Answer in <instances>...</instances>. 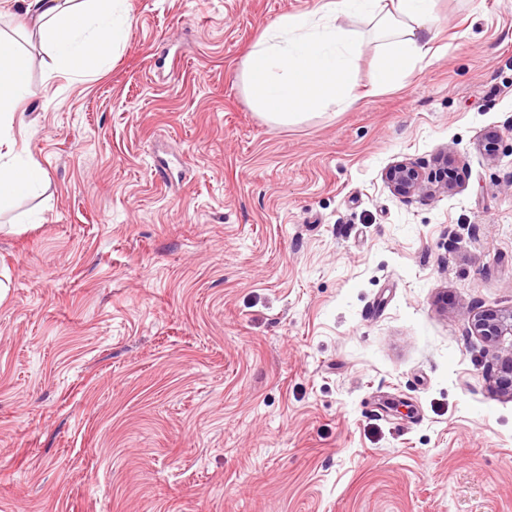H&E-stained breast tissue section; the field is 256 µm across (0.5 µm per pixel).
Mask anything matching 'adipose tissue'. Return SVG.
Instances as JSON below:
<instances>
[{
	"label": "adipose tissue",
	"instance_id": "obj_1",
	"mask_svg": "<svg viewBox=\"0 0 512 512\" xmlns=\"http://www.w3.org/2000/svg\"><path fill=\"white\" fill-rule=\"evenodd\" d=\"M127 0H22L24 13L52 47L59 67L83 75L99 69L118 47L128 21ZM434 0H324L313 13L285 14L266 28L242 62L240 80L252 106L268 121L293 123L309 111L346 108L358 98L354 71L361 43L341 23L369 20L378 42L374 91L411 73L428 55ZM29 92L27 69L0 40V144L9 139L17 104ZM45 179L23 151L0 159V207L36 192Z\"/></svg>",
	"mask_w": 512,
	"mask_h": 512
}]
</instances>
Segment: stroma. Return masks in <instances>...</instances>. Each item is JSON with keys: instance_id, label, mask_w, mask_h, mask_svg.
I'll return each mask as SVG.
<instances>
[{"instance_id": "obj_1", "label": "stroma", "mask_w": 512, "mask_h": 512, "mask_svg": "<svg viewBox=\"0 0 512 512\" xmlns=\"http://www.w3.org/2000/svg\"><path fill=\"white\" fill-rule=\"evenodd\" d=\"M322 0H127L99 74L19 0L0 211V512H512V0H435L420 68L289 125L237 75ZM447 153L457 183L384 173ZM28 93L26 66L0 36V147L5 142L9 147L7 153H0V207L33 194L45 179L39 162L24 150L14 151V144L8 141L17 104ZM9 155L11 158L4 161ZM385 178L394 193L403 198L448 192V157L438 174L426 173L418 163L400 161L386 170ZM468 324L487 344L497 345L504 336L512 335V311L484 309L469 315Z\"/></svg>"}]
</instances>
